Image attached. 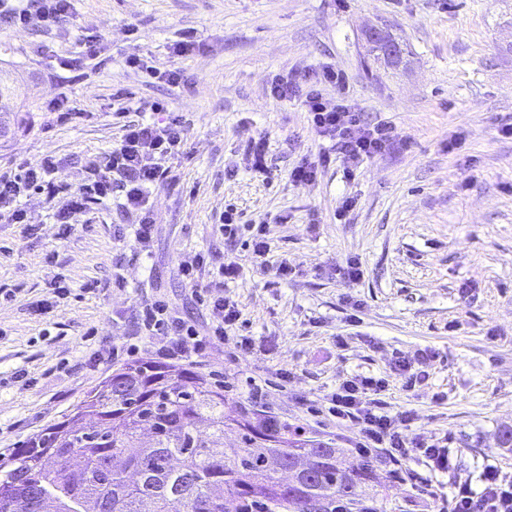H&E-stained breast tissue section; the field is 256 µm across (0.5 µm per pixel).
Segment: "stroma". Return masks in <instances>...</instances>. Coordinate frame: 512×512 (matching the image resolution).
I'll return each instance as SVG.
<instances>
[{
  "label": "stroma",
  "mask_w": 512,
  "mask_h": 512,
  "mask_svg": "<svg viewBox=\"0 0 512 512\" xmlns=\"http://www.w3.org/2000/svg\"><path fill=\"white\" fill-rule=\"evenodd\" d=\"M75 8L52 30L0 26V67L26 91L19 129L0 139V171L53 154L64 160L56 180L78 187L86 162L102 159L121 134L115 112L138 120L156 100L183 115L186 153L170 162L178 186L152 190L149 252L135 247L117 190L72 214L66 236L59 201L41 194L22 200L35 230L0 223V285L17 291L0 301V456L65 420L123 364L153 360L145 343L124 351L143 299L165 294L201 325L212 312L196 294L222 292L238 303L252 341L239 354L215 346L196 366L223 383L225 414L288 423L298 439L344 449L357 467L356 424L314 419L305 403L343 377L384 376L379 407L412 412V432L447 437L457 450L446 474L414 457L397 465L373 457L375 512H437L453 483L477 481L488 465L512 479V450L499 438L512 426V138L500 134L512 122V0H76ZM370 26L400 43L399 65L368 52ZM187 30L196 43L175 55ZM86 36L98 39L99 60L68 70L63 59ZM131 52L157 77L126 67ZM326 68L346 77L326 98L348 99L366 121L392 122L397 141L354 179L336 161L314 183H297L291 170L322 143L301 105L273 99L269 82ZM173 69L181 84L161 80ZM62 96L78 119L48 111ZM256 135L266 139L267 179L244 156ZM455 135L463 144L452 151ZM345 196L356 205L341 218ZM228 205L242 222L270 219L272 255L294 268L290 279L251 269L246 248L225 241L218 225ZM280 214L287 223H275ZM202 250L210 261L192 288L179 265ZM228 255L245 271L224 288L215 271ZM351 257L364 270L354 284L336 275ZM60 276L69 288L62 298L53 292ZM340 336L346 347H337ZM115 347L118 358L88 364L91 351ZM423 348L439 359L425 383L406 388L391 361ZM280 373L282 388L258 404L245 399L247 377Z\"/></svg>",
  "instance_id": "obj_1"
}]
</instances>
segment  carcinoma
I'll return each mask as SVG.
<instances>
[{"label": "carcinoma", "instance_id": "carcinoma-1", "mask_svg": "<svg viewBox=\"0 0 512 512\" xmlns=\"http://www.w3.org/2000/svg\"><path fill=\"white\" fill-rule=\"evenodd\" d=\"M206 420L207 437L197 424ZM240 446L224 448V428ZM152 444L142 446L143 430ZM288 425L224 415V389L153 361L125 364L66 420L0 461V512H370L372 468L342 467L341 449L288 437ZM288 471V481L280 472Z\"/></svg>", "mask_w": 512, "mask_h": 512}]
</instances>
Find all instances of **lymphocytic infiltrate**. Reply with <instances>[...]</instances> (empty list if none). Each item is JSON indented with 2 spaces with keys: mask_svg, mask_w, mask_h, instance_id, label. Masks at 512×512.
I'll list each match as a JSON object with an SVG mask.
<instances>
[{
  "mask_svg": "<svg viewBox=\"0 0 512 512\" xmlns=\"http://www.w3.org/2000/svg\"><path fill=\"white\" fill-rule=\"evenodd\" d=\"M74 0H0V22L10 26L33 23L52 28L71 17ZM341 74L311 72L303 80L274 78L270 93L280 101L299 103L308 114L315 137L325 141V149L317 158L296 165L290 176L297 183H311L320 169L340 160L346 176H353L360 163L386 151L396 134L391 124L365 121L361 112L344 101L329 103L323 96L326 84H341ZM151 118L121 127L122 135L113 145L106 163L88 162L82 183L74 191L75 204L85 209L103 203L114 188L123 192L122 208L137 223L134 241L140 249H148L154 233V218L149 206L151 189L167 176L163 161L183 154L186 145L184 123L176 113L166 111L163 104L150 105ZM58 168L55 157H46L40 164H15L0 172V218L11 224H31L32 217L21 200L28 192L45 194L54 199L63 193V186L52 176ZM213 320L210 325L195 322L172 313L167 301L155 299L142 303L138 337L163 358L174 361L202 362L213 345L231 340L241 317L235 301L216 294L210 301ZM234 341V340H231ZM236 349L251 346L248 337L234 341ZM387 388L384 378L354 375L342 379L323 405H309L307 412L317 417L329 415L341 421L355 422L359 428L356 448L371 457L384 452L390 459L411 453L422 457L434 471L446 473L455 469L457 453L447 440L408 436L405 427L411 422L410 412L389 414L380 411L376 395ZM450 512H512V481L504 480L496 467L483 469L478 482L454 483L450 491Z\"/></svg>",
  "mask_w": 512,
  "mask_h": 512,
  "instance_id": "f902f5d3",
  "label": "lymphocytic infiltrate"
}]
</instances>
